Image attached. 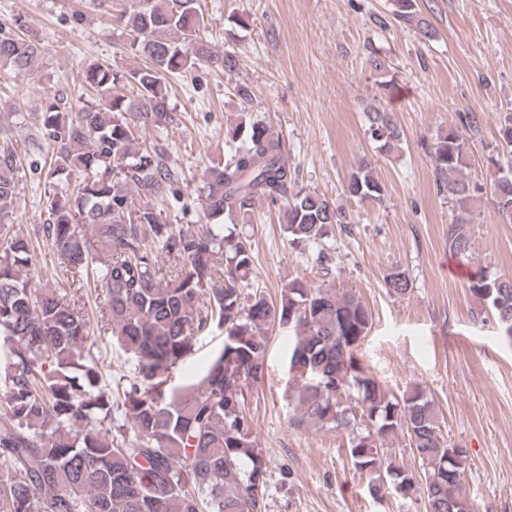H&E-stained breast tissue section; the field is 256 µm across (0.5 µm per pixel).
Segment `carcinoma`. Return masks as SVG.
Returning <instances> with one entry per match:
<instances>
[{
    "label": "carcinoma",
    "mask_w": 512,
    "mask_h": 512,
    "mask_svg": "<svg viewBox=\"0 0 512 512\" xmlns=\"http://www.w3.org/2000/svg\"><path fill=\"white\" fill-rule=\"evenodd\" d=\"M109 24L126 31V53L144 60L125 71L91 61L79 74L73 108L47 97L42 135L52 152L41 231L66 270L92 275L105 288L106 330L132 367L123 400L101 384L100 357L88 345V323L64 288H37L32 243L14 226L16 154L0 147V512H265L268 491L261 450L252 439L245 391L264 378L267 332L292 329L289 404L296 427L342 430L348 454L382 499L423 495L425 512L470 506L466 450L445 439L433 400L418 384L400 396L386 390L354 354L372 313L351 288L313 286L296 276L279 299L247 291L253 273L249 239L234 224L250 223L256 203L284 204L282 231L292 249L318 243L335 225L350 231L344 208L316 191L290 193L295 182L282 138L241 112L225 137L241 141L224 163L203 170V223L170 224L157 204L179 199L178 174L165 153L140 142L137 130L164 131L176 122L168 78L199 65L231 72L235 56L205 40L209 20L198 0H115ZM394 19L423 39L435 31L417 0H393ZM24 17L0 27V67L23 75L41 54ZM379 149L399 146L401 133L385 108L367 112ZM464 132H437L431 158L437 187L454 218L448 250L467 257L469 225L484 195L501 222L512 224V112L497 115L500 145L486 187L463 175L480 118L461 112ZM347 196L381 203L384 189L367 163L353 172ZM232 220L223 224L224 218ZM385 285L406 297L412 285L394 269ZM469 291L512 326V279L481 271ZM215 330L223 345L205 372L183 386L171 370ZM123 423L114 420L115 404ZM407 437L422 473L393 465L386 446Z\"/></svg>",
    "instance_id": "carcinoma-1"
}]
</instances>
